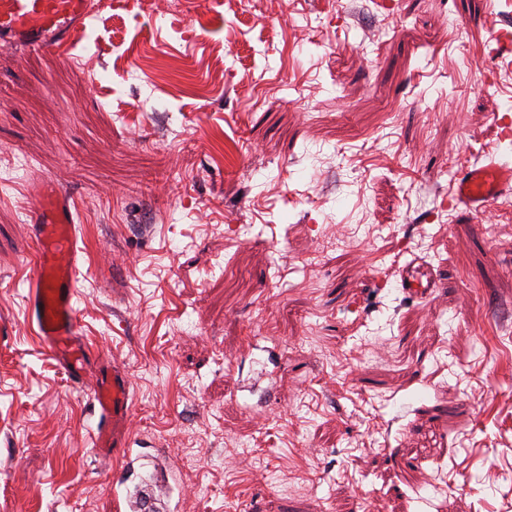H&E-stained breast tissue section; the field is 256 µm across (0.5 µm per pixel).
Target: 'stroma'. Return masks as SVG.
<instances>
[{
  "label": "stroma",
  "instance_id": "stroma-1",
  "mask_svg": "<svg viewBox=\"0 0 512 512\" xmlns=\"http://www.w3.org/2000/svg\"><path fill=\"white\" fill-rule=\"evenodd\" d=\"M156 7L0 48V512L163 483L155 512H512V194L477 217L438 178L512 164V0ZM44 181L79 210L83 337L131 381L107 461L25 316ZM410 252L430 297L392 286Z\"/></svg>",
  "mask_w": 512,
  "mask_h": 512
}]
</instances>
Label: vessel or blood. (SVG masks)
<instances>
[{
	"label": "vessel or blood",
	"instance_id": "b4317fda",
	"mask_svg": "<svg viewBox=\"0 0 512 512\" xmlns=\"http://www.w3.org/2000/svg\"><path fill=\"white\" fill-rule=\"evenodd\" d=\"M103 6V0H0V45L31 51L72 45L76 37L85 36L86 19ZM511 193L512 166L491 159L462 168L448 205L481 214ZM29 224L37 255L26 316L43 346L80 385L90 351L80 335L75 308L82 248L71 196L55 183H42ZM395 285L406 295L423 298L431 294L435 281L429 264L414 254L399 268ZM92 399L98 410V423L90 435L92 447L105 458L129 448L130 382L123 367L116 364L96 375Z\"/></svg>",
	"mask_w": 512,
	"mask_h": 512
}]
</instances>
